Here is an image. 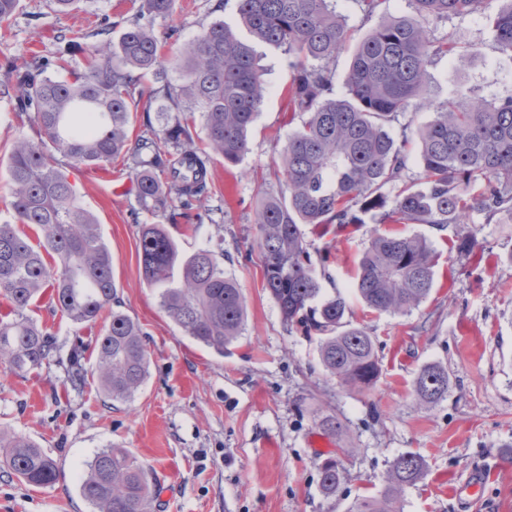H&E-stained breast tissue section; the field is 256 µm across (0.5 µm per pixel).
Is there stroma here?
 I'll list each match as a JSON object with an SVG mask.
<instances>
[{
	"instance_id": "stroma-1",
	"label": "stroma",
	"mask_w": 512,
	"mask_h": 512,
	"mask_svg": "<svg viewBox=\"0 0 512 512\" xmlns=\"http://www.w3.org/2000/svg\"><path fill=\"white\" fill-rule=\"evenodd\" d=\"M141 0H77L66 14L50 0H21L9 24L0 25V74L8 64L67 53L73 68L84 54L62 33L108 27L120 33L139 16ZM234 22L235 0H176L170 18L153 27L166 60L179 45L215 20ZM459 46H477L465 66L447 56L428 68L434 103L455 89L470 96H512V57L501 54L488 17L451 16L433 27ZM267 94L248 134V151L234 167L215 160L209 192L192 216L164 218L184 253L209 248L223 255L247 303L243 334L224 354L195 342L161 307L138 260L141 225L133 175L123 158L96 167L66 168L83 206L96 217L112 256V274L124 311L142 327L150 374L135 398L107 405L95 380L82 392L52 362L27 372L0 363V432L28 438L57 459L51 486H33L0 473V512H91L79 491L78 470L100 449H128L158 479L156 512H347L358 497L381 489L392 459L421 454L423 480L406 490L403 512H512V220L476 223L468 230L480 248L459 260L451 230L427 224H390V233L425 237L438 254L429 297L411 313L391 315L352 302L348 319L376 339L381 371L375 386H340L320 363L316 342L288 326L263 287V265L253 244L255 212L264 192L280 190V152L294 125L288 109L293 74L283 50H262ZM38 139V126L0 98V224H14L8 163L18 136ZM30 241L32 224H14ZM379 226L363 223L325 236L307 230L314 268H327L325 294H352L359 259ZM62 349L84 346L86 370L95 367L94 346L105 320L75 324L54 310L49 295L27 309ZM438 363L448 370L446 398L427 409L418 402V369ZM336 416L340 435L320 429ZM338 456L347 480L336 497L319 491L322 462ZM483 483L479 497L462 487L470 475Z\"/></svg>"
}]
</instances>
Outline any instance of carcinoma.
<instances>
[{
	"mask_svg": "<svg viewBox=\"0 0 512 512\" xmlns=\"http://www.w3.org/2000/svg\"><path fill=\"white\" fill-rule=\"evenodd\" d=\"M354 2L377 20L356 44L342 97L335 92L336 58L352 34L334 0H236L235 24L216 20L180 47L177 83L167 80L152 25L173 14L175 0H143L141 18L118 40L89 48L82 70L58 57L0 79V97L15 100L40 130L38 141L14 142L9 190L17 222L36 225L43 235L33 245L12 225L0 224V296L15 312L12 320L0 319L1 363L30 371L56 361L65 365L73 389L85 388L83 345L61 358L52 334L24 315L49 290L74 324L112 310L97 342V387L107 401L134 398L150 363L144 332L122 311L99 224L79 203L58 157L90 166L121 155L132 169L141 210L159 216L192 208L207 193L214 159L234 166L247 151V133L267 90L255 46L268 44L288 57L289 104L302 121L281 150L284 189L263 194L256 210L264 287L290 327L317 338L322 364L342 385H374L375 339L345 320L350 297L323 295L327 274L312 267L304 226L326 232L379 211L385 224L452 229L458 253L469 258L477 240L464 226L473 223V214L488 223L512 215V97L475 99L459 90L435 107L428 91V67L453 51L449 38L432 35V25L448 16L487 13L498 50L512 54V0H411V18L382 9L387 0ZM147 75L158 84L152 98L159 129L131 143L135 85ZM432 106L431 121L415 127L410 120L392 135L399 118ZM194 112L205 149L191 132ZM414 165L421 188L410 177ZM138 258L143 278L160 290L162 308L183 332L224 355L244 331L246 301L218 255L209 249L185 254L163 225L143 224ZM435 265L425 238L377 232L363 252L355 296L374 311L407 314L430 295ZM414 390L420 404H436L448 394V370L422 366ZM0 448V469L35 486L57 481V461L34 442L1 432ZM426 471L417 453L395 457L382 490L356 500L348 512H401L406 489ZM345 474L342 460L326 459L322 494L335 496ZM80 494L93 512H152L153 476L129 450L103 448L85 463Z\"/></svg>",
	"mask_w": 512,
	"mask_h": 512,
	"instance_id": "carcinoma-1",
	"label": "carcinoma"
}]
</instances>
